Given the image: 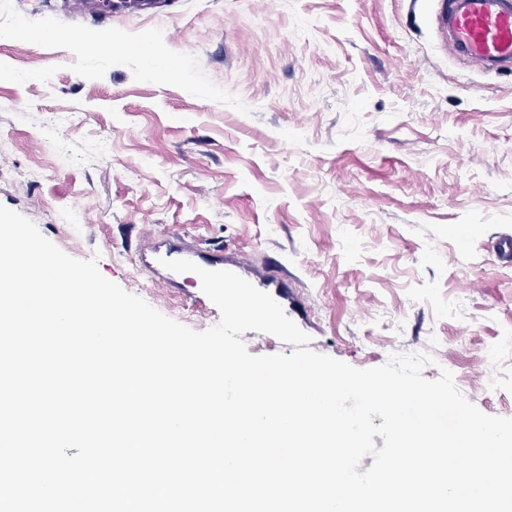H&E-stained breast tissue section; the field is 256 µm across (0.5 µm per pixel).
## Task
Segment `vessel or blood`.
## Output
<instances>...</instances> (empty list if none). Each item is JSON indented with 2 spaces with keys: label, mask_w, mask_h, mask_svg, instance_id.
I'll return each instance as SVG.
<instances>
[{
  "label": "vessel or blood",
  "mask_w": 512,
  "mask_h": 512,
  "mask_svg": "<svg viewBox=\"0 0 512 512\" xmlns=\"http://www.w3.org/2000/svg\"><path fill=\"white\" fill-rule=\"evenodd\" d=\"M88 3L100 23H107L114 13H136L152 9L171 13L177 0H76ZM439 21L448 35V47L456 54L480 63H512V0H448L439 13ZM187 259L207 270L233 272L268 293L280 306L288 304L289 276L281 268L254 269L246 255L224 250L198 251L181 239L169 237L152 241L142 250L140 265L153 278L172 288L195 295L202 308L211 301L201 291L199 277L193 273H175L165 268L168 260Z\"/></svg>",
  "instance_id": "b4317fda"
}]
</instances>
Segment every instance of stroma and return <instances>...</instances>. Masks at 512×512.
I'll list each match as a JSON object with an SVG mask.
<instances>
[{
    "instance_id": "obj_1",
    "label": "stroma",
    "mask_w": 512,
    "mask_h": 512,
    "mask_svg": "<svg viewBox=\"0 0 512 512\" xmlns=\"http://www.w3.org/2000/svg\"><path fill=\"white\" fill-rule=\"evenodd\" d=\"M7 4L29 34L0 38V205L197 331L217 317L143 273L140 245L283 265L313 351H428L425 378L512 417V69L450 54L441 0H181L106 26Z\"/></svg>"
}]
</instances>
